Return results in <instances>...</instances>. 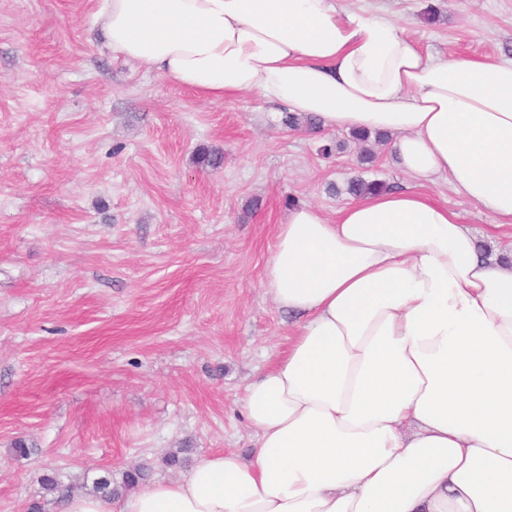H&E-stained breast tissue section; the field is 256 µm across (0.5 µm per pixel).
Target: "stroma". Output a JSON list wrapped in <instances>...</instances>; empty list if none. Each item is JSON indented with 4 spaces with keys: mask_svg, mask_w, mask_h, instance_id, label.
<instances>
[{
    "mask_svg": "<svg viewBox=\"0 0 512 512\" xmlns=\"http://www.w3.org/2000/svg\"><path fill=\"white\" fill-rule=\"evenodd\" d=\"M99 5L0 0V512H57L50 469L67 485L135 465L176 479L171 450L249 456L244 388L296 321L261 286L277 224L300 205L335 219L354 177L409 182L389 146L360 163L348 132L288 128L254 93L206 99L102 49ZM346 6L388 10L454 60L512 59V0ZM426 191L512 247L447 178Z\"/></svg>",
    "mask_w": 512,
    "mask_h": 512,
    "instance_id": "stroma-1",
    "label": "stroma"
}]
</instances>
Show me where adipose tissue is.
Masks as SVG:
<instances>
[{
	"mask_svg": "<svg viewBox=\"0 0 512 512\" xmlns=\"http://www.w3.org/2000/svg\"><path fill=\"white\" fill-rule=\"evenodd\" d=\"M95 24L205 97L387 133L411 183L278 224L262 287L302 320L245 389L251 458L61 512H512V252L424 191L447 176L512 227V60L432 54L336 0H103Z\"/></svg>",
	"mask_w": 512,
	"mask_h": 512,
	"instance_id": "obj_1",
	"label": "adipose tissue"
}]
</instances>
